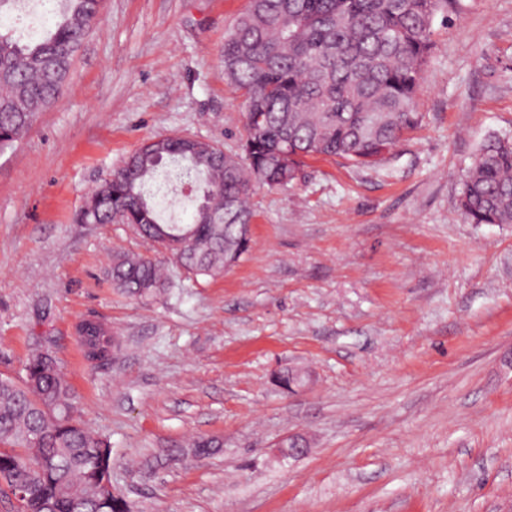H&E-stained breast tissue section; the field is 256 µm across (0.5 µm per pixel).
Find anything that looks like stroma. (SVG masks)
Here are the masks:
<instances>
[{"instance_id": "obj_1", "label": "stroma", "mask_w": 512, "mask_h": 512, "mask_svg": "<svg viewBox=\"0 0 512 512\" xmlns=\"http://www.w3.org/2000/svg\"><path fill=\"white\" fill-rule=\"evenodd\" d=\"M247 6L105 0L61 95L0 155V373L51 347L134 512H512V224L459 207L482 144L512 139V0L436 14L419 126L376 166L308 158L256 186L250 250L222 277L172 265L161 295L121 294L113 253L154 247L76 222L145 140L240 153L223 53ZM84 318L117 336L111 364L84 359ZM294 434L307 453L282 455ZM199 438L219 450L165 461Z\"/></svg>"}]
</instances>
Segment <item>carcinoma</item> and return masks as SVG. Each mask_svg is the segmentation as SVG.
Wrapping results in <instances>:
<instances>
[{
  "mask_svg": "<svg viewBox=\"0 0 512 512\" xmlns=\"http://www.w3.org/2000/svg\"><path fill=\"white\" fill-rule=\"evenodd\" d=\"M39 39L0 32V152L13 147L61 93L84 37L100 22L102 0H58ZM448 0H249L224 39V76L245 98L242 153L210 141L152 138L113 171L76 216L117 221L168 253L190 277L216 279L250 248L242 225L256 176L269 188L292 182L308 157L356 166L384 158L416 128V95L433 47L432 24ZM175 165L194 185L190 224L162 221L149 185ZM460 208L473 224H512V139L493 137L462 184ZM113 287L139 298L169 283L153 257L117 252ZM84 358L112 362L115 339L103 324L77 326ZM16 380L0 374V491L24 486L29 512H130L115 492L112 446L75 415L74 392L44 348ZM218 447L198 439L176 455Z\"/></svg>",
  "mask_w": 512,
  "mask_h": 512,
  "instance_id": "carcinoma-1",
  "label": "carcinoma"
}]
</instances>
